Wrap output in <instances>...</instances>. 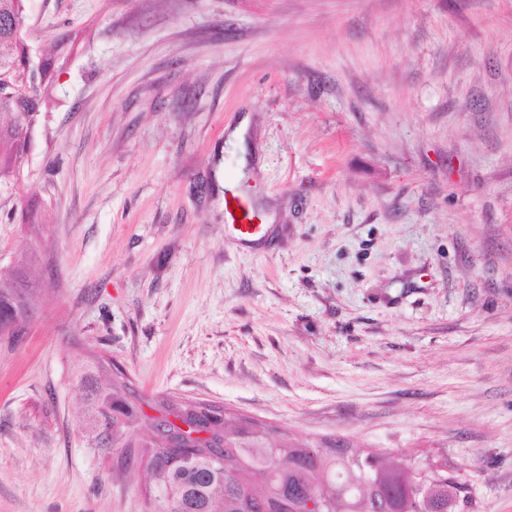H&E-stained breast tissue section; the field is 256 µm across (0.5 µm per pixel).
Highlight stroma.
I'll use <instances>...</instances> for the list:
<instances>
[{
    "label": "stroma",
    "mask_w": 512,
    "mask_h": 512,
    "mask_svg": "<svg viewBox=\"0 0 512 512\" xmlns=\"http://www.w3.org/2000/svg\"><path fill=\"white\" fill-rule=\"evenodd\" d=\"M24 39L54 69L0 185L40 288L0 336V512H147L82 437L84 354L512 512V0H27ZM232 203H235L236 208H239L242 213V218H237L235 216L236 209H232ZM226 208L228 211L229 219L233 224V230L237 236L240 237H250L253 235H257L261 230L260 224H251L253 216L250 215L248 209V205L246 202L239 200L237 198L226 199Z\"/></svg>",
    "instance_id": "35a3bbf8"
}]
</instances>
